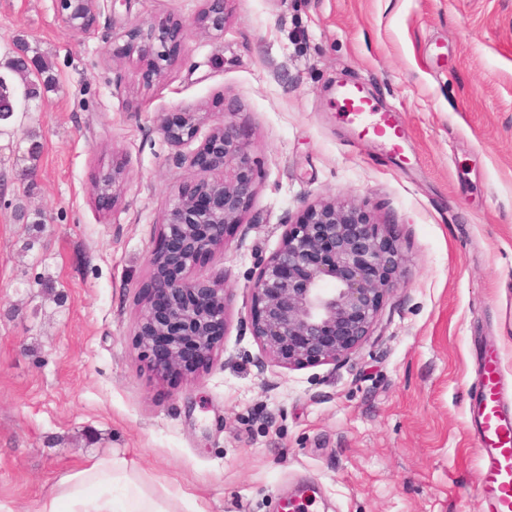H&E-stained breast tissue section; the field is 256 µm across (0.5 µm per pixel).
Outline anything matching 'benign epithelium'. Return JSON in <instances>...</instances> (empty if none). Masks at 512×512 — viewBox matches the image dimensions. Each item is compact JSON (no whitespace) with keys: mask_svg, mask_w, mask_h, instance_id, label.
I'll use <instances>...</instances> for the list:
<instances>
[{"mask_svg":"<svg viewBox=\"0 0 512 512\" xmlns=\"http://www.w3.org/2000/svg\"><path fill=\"white\" fill-rule=\"evenodd\" d=\"M226 2L203 0L206 29L224 31ZM57 9L80 32L97 21L92 0H57ZM184 32L172 17L143 21L127 31L126 52L136 56L145 77L159 79L170 66L167 43ZM237 112L236 100H224V112L187 158L190 167L214 178L184 186L169 202L160 246L149 257L137 343L161 378L179 374L193 381L207 371L224 327L226 289L203 277L180 281L177 274L228 245L255 194L254 161ZM204 121L198 112H185L175 122L160 119L159 130L169 144L181 146ZM122 180L123 170L115 166L95 183L101 210L115 208ZM401 262L394 235L381 232L365 208L334 199L309 206L299 221L285 225L279 248L250 286L253 336L265 356L284 367L344 360L373 334Z\"/></svg>","mask_w":512,"mask_h":512,"instance_id":"7a95c632","label":"benign epithelium"}]
</instances>
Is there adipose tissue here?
I'll use <instances>...</instances> for the list:
<instances>
[{
	"label": "adipose tissue",
	"instance_id": "ef3b65f1",
	"mask_svg": "<svg viewBox=\"0 0 512 512\" xmlns=\"http://www.w3.org/2000/svg\"><path fill=\"white\" fill-rule=\"evenodd\" d=\"M37 512H175L170 493L152 486L137 463L114 454L62 478Z\"/></svg>",
	"mask_w": 512,
	"mask_h": 512
}]
</instances>
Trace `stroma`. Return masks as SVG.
Returning a JSON list of instances; mask_svg holds the SVG:
<instances>
[{"instance_id": "obj_1", "label": "stroma", "mask_w": 512, "mask_h": 512, "mask_svg": "<svg viewBox=\"0 0 512 512\" xmlns=\"http://www.w3.org/2000/svg\"><path fill=\"white\" fill-rule=\"evenodd\" d=\"M98 0L70 28L55 0H0V59L54 79L0 135V512H34L65 474L113 453L164 485L177 512H483L469 394L495 344L512 397V0ZM185 26L144 83L123 33ZM364 85L404 123L398 151L337 114ZM255 161L256 192L205 276L229 298L211 367L158 379L136 343L148 259L169 201L201 172L160 116L224 110ZM39 142L37 162L28 149ZM123 168L122 200L93 186ZM336 197L394 228L398 285L348 359L283 368L251 330L250 286L305 206ZM228 0H203L204 7L200 13L207 30L223 32L225 25V3ZM199 15V16H200ZM198 16V18H199ZM197 18V22H198ZM199 23V22H198ZM112 176V191L108 183V177ZM123 180V170L112 165V172L100 177L94 186V199L98 207L105 212L113 211L119 201L120 184Z\"/></svg>"}]
</instances>
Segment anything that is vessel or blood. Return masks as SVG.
Listing matches in <instances>:
<instances>
[{
    "mask_svg": "<svg viewBox=\"0 0 512 512\" xmlns=\"http://www.w3.org/2000/svg\"><path fill=\"white\" fill-rule=\"evenodd\" d=\"M338 103L343 117L361 136L382 139L391 149H398L400 124L392 113L378 109L363 86H343ZM473 387L477 398L470 416L479 443L484 510L512 512V410L504 403L495 347H486Z\"/></svg>",
    "mask_w": 512,
    "mask_h": 512,
    "instance_id": "obj_1",
    "label": "vessel or blood"
}]
</instances>
